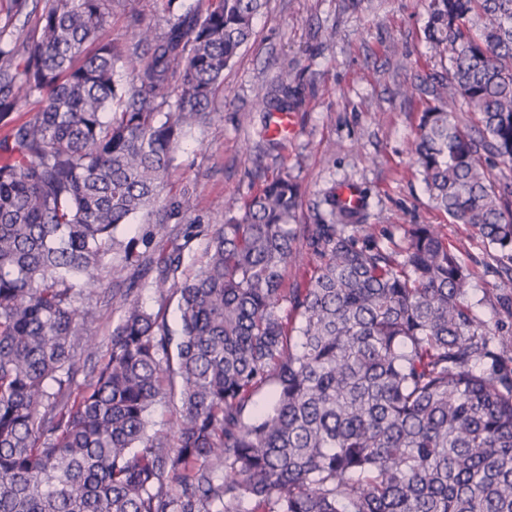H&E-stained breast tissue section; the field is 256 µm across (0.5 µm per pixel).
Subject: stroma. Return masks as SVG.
Segmentation results:
<instances>
[{"mask_svg":"<svg viewBox=\"0 0 512 512\" xmlns=\"http://www.w3.org/2000/svg\"><path fill=\"white\" fill-rule=\"evenodd\" d=\"M429 0H267L254 35L225 69L209 124L179 145L165 196L190 190L189 217L222 223L268 180L288 174L301 192L298 221L316 223L331 191L350 186L367 203L382 245L402 242L413 224L440 230L474 279L468 299L512 353V268L478 232L434 207L411 153L426 101L408 87L444 73L448 59L423 36ZM168 0H112L101 43L130 44L135 29L164 28ZM290 75L289 87L280 78ZM286 99L294 130L271 136L264 101ZM185 224L137 217L124 241L156 256L182 248L183 275L200 266L204 238L185 241Z\"/></svg>","mask_w":512,"mask_h":512,"instance_id":"obj_1","label":"stroma"}]
</instances>
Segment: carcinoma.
Listing matches in <instances>:
<instances>
[{
	"label": "carcinoma",
	"mask_w": 512,
	"mask_h": 512,
	"mask_svg": "<svg viewBox=\"0 0 512 512\" xmlns=\"http://www.w3.org/2000/svg\"><path fill=\"white\" fill-rule=\"evenodd\" d=\"M174 2L162 31L92 53L112 0H43L32 42L0 30V123L21 95L40 104L0 142V512H512V355L436 227L384 247L334 193L326 220L299 224L281 174L224 223L187 225L206 239L191 276L182 249L117 239L211 120L265 0ZM424 33L448 54L417 87L426 192L512 262V187L492 174L512 166V0H430ZM191 208L185 188L158 223ZM301 242L316 265L288 288ZM129 267L178 294L179 335L121 289ZM105 273L120 317L101 355L79 302ZM267 386L272 408L247 420ZM175 391L178 415L156 423Z\"/></svg>",
	"instance_id": "carcinoma-1"
}]
</instances>
